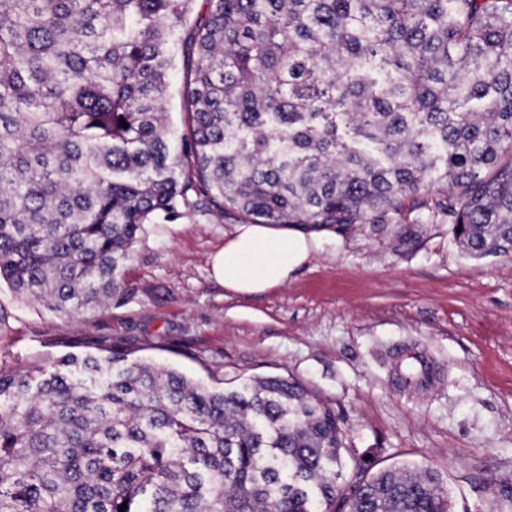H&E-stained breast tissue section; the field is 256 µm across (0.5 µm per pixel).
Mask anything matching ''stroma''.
<instances>
[{
  "mask_svg": "<svg viewBox=\"0 0 512 512\" xmlns=\"http://www.w3.org/2000/svg\"><path fill=\"white\" fill-rule=\"evenodd\" d=\"M237 222L195 213L145 225L111 306L80 321L1 284L0 360L23 363L59 334L98 329L134 347L168 336L180 350L142 358L211 387L292 376L335 407L349 454L437 471L453 512H512V256L470 258L447 217L422 213L322 236L287 285L240 294L211 274ZM403 348L430 368L428 385L401 382Z\"/></svg>",
  "mask_w": 512,
  "mask_h": 512,
  "instance_id": "35a3bbf8",
  "label": "stroma"
}]
</instances>
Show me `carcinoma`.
Segmentation results:
<instances>
[{"label": "carcinoma", "mask_w": 512, "mask_h": 512, "mask_svg": "<svg viewBox=\"0 0 512 512\" xmlns=\"http://www.w3.org/2000/svg\"><path fill=\"white\" fill-rule=\"evenodd\" d=\"M433 209L468 255H512V0H0L20 298L112 303L160 217L344 231ZM43 343L68 352L0 362V512H448L429 469L345 487L340 417L288 375L216 390L110 333Z\"/></svg>", "instance_id": "carcinoma-1"}]
</instances>
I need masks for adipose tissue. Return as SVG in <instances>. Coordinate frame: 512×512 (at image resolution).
<instances>
[{"mask_svg": "<svg viewBox=\"0 0 512 512\" xmlns=\"http://www.w3.org/2000/svg\"><path fill=\"white\" fill-rule=\"evenodd\" d=\"M315 247L313 232L285 224H240L211 258L224 288L257 294L288 283Z\"/></svg>", "mask_w": 512, "mask_h": 512, "instance_id": "obj_1", "label": "adipose tissue"}]
</instances>
